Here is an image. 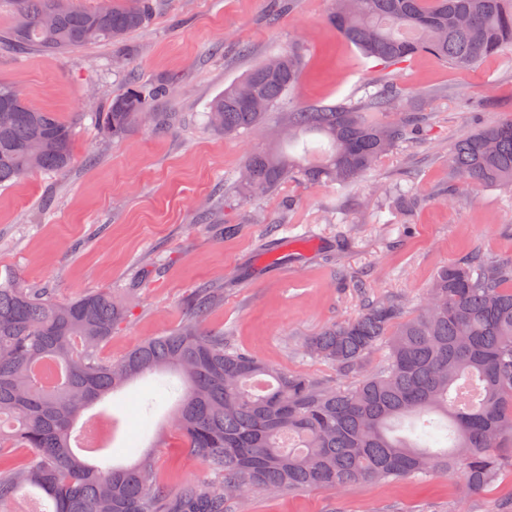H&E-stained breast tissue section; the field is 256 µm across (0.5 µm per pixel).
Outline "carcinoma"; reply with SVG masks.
<instances>
[{"instance_id":"cac0c4a2","label":"carcinoma","mask_w":512,"mask_h":512,"mask_svg":"<svg viewBox=\"0 0 512 512\" xmlns=\"http://www.w3.org/2000/svg\"><path fill=\"white\" fill-rule=\"evenodd\" d=\"M9 43L62 51L120 42L151 20L153 0H112L77 9L65 0H15ZM328 22L366 58L390 67L419 54L472 68L512 48V0H332ZM304 65L293 45L224 86L208 105V125L247 133L277 114L285 140L248 154L235 181L242 199L273 194L289 179L349 184L419 132L423 118L384 81L360 100L294 106ZM15 87L0 83V186L36 170L66 172L73 123L43 109L13 108ZM172 84L129 85L99 113L114 137L147 116L167 130L171 112H153ZM325 143L311 157L308 139ZM448 166L457 189H512V117L456 140ZM224 295L196 294L186 318L165 336L112 360L99 346L123 320L126 296L112 289L60 302L50 288L0 282V512L23 496L37 512H232L254 491L339 490L365 480L459 476L469 494L512 466V264L474 254L441 267L416 316L381 300L305 342L306 353L347 371L385 345L387 363L351 386L336 387L236 350L201 322ZM159 382L155 402L177 394L174 422L187 453L213 479L187 482L171 496L145 459L109 463L112 444L91 454L75 446L85 413L136 378ZM409 425L412 439L397 431ZM26 448L28 454L18 455Z\"/></svg>"}]
</instances>
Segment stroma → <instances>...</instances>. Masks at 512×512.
Returning <instances> with one entry per match:
<instances>
[{"instance_id": "stroma-1", "label": "stroma", "mask_w": 512, "mask_h": 512, "mask_svg": "<svg viewBox=\"0 0 512 512\" xmlns=\"http://www.w3.org/2000/svg\"><path fill=\"white\" fill-rule=\"evenodd\" d=\"M330 9L331 0H298L275 16L270 0H159L151 22L120 44L47 53L1 43L0 82L73 121L75 139L67 172L36 171L0 188V277L51 288L61 301L99 288L129 292L124 320L99 350L105 359L165 335L184 320L195 291L220 288L224 304L203 326L237 349L339 386L381 368L382 347L354 374L307 356L304 343L355 317L368 299L401 300L404 315H415L436 271L472 253L512 261V190L448 196L451 144L512 116V51L472 69L425 54L387 68L341 37L327 21ZM291 42L306 57L293 104L359 99L388 76L426 121L412 143L348 187L288 181L241 201L233 182L246 155L266 147V129L227 136L211 129L205 112L225 84ZM130 73L145 84L172 81L171 98L155 109L182 113L184 123L161 133L137 127L119 139L100 130L95 114L125 90ZM395 184L412 188L421 205L384 197L383 187ZM211 201L233 233L207 223ZM254 209L288 221L274 232L241 223ZM153 384L148 375L103 400L119 421L114 457L124 460L134 438L170 491L209 479L172 425L171 401L144 408ZM511 503L506 470L475 495L453 476L405 477L339 491L255 492L240 512H501Z\"/></svg>"}]
</instances>
